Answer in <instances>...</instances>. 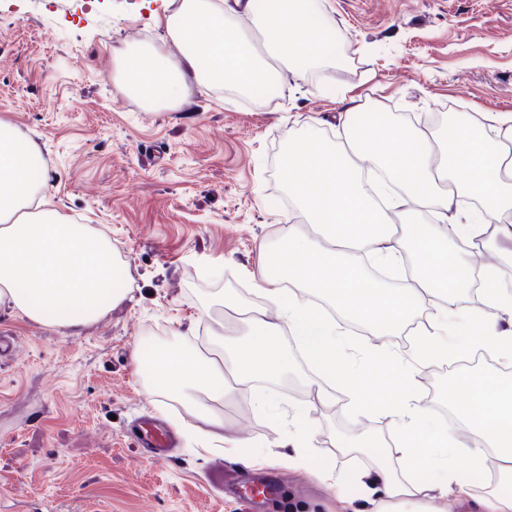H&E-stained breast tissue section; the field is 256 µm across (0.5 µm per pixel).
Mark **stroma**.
<instances>
[{"instance_id": "1", "label": "stroma", "mask_w": 512, "mask_h": 512, "mask_svg": "<svg viewBox=\"0 0 512 512\" xmlns=\"http://www.w3.org/2000/svg\"><path fill=\"white\" fill-rule=\"evenodd\" d=\"M180 0H0V121L46 157V210L106 232L130 291L94 323L71 333L0 309V512H336L316 461L295 463L294 426L314 429L318 459L336 474L365 473L393 428L376 412L357 415L337 392L334 406L309 407L297 372L265 383L273 408L250 388L220 405L224 436L245 435L257 472L279 489L249 503L208 481L215 460L248 473L238 449H208L193 411L164 391L148 392L136 347L166 336L208 351L203 312L226 285L248 296L265 269L263 246L291 216L282 177L289 138L335 142L352 99L439 132L451 106L474 125L512 113V0H319L337 48L332 66L289 75L274 102L226 104L227 89L191 86L170 107L146 109L112 75L133 34L180 57L167 21ZM222 263L225 282L209 272ZM499 358H467L422 373L416 396L447 408L453 373L496 370ZM142 416L163 419L179 446L155 462L129 433ZM380 442L337 454L358 435Z\"/></svg>"}]
</instances>
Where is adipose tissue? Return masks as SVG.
<instances>
[{
    "label": "adipose tissue",
    "mask_w": 512,
    "mask_h": 512,
    "mask_svg": "<svg viewBox=\"0 0 512 512\" xmlns=\"http://www.w3.org/2000/svg\"><path fill=\"white\" fill-rule=\"evenodd\" d=\"M319 15L316 0H269L262 12L257 0H180L168 32L183 45L182 57L156 45L125 52L117 64L120 87L153 109L172 104L174 93L192 83L240 95L274 86L286 73L326 64L331 32ZM453 125L454 133L434 141L399 121H384L374 132L349 120L338 143L309 137L289 143L285 186L305 222L282 226L264 251L267 272L256 290L268 307L243 311L230 329L223 319L209 318V353L155 346L149 362L154 386L194 410L208 437L223 441L224 419L212 403L290 371L281 336L289 331L314 375L313 404H332L330 388L339 382L352 410H379L394 428L386 455L402 463L403 474L381 465L356 483L371 512H445L451 496L466 512H512V493L484 491L466 479L492 456L500 479L512 483V379L489 373L449 383L448 401L469 426L466 434L436 423L414 394L417 375L459 346L512 358V329L500 326L512 316V290L491 267L474 280L469 251L448 249L452 239L479 238L490 229L499 241L512 242V113L491 114L479 130L461 113ZM368 155L398 193L364 180L361 161ZM31 157L29 146L0 122V307L64 330L83 327L126 297V274L106 236L49 211L37 218L26 212L36 192L28 175ZM379 196L400 213L428 211L435 221L395 227L376 206ZM463 197L480 207L462 224L448 214ZM361 250L388 268L416 253L412 287L366 281L356 261ZM475 285L482 294L477 308L459 300ZM428 295L436 299L434 311L418 327L408 356L379 347L360 349L359 361L349 359L343 323L362 322L371 335L390 336ZM369 376L400 377L395 402L378 405L362 395L359 387ZM202 394L207 403L199 402ZM423 470L429 482L418 480Z\"/></svg>",
    "instance_id": "1"
}]
</instances>
